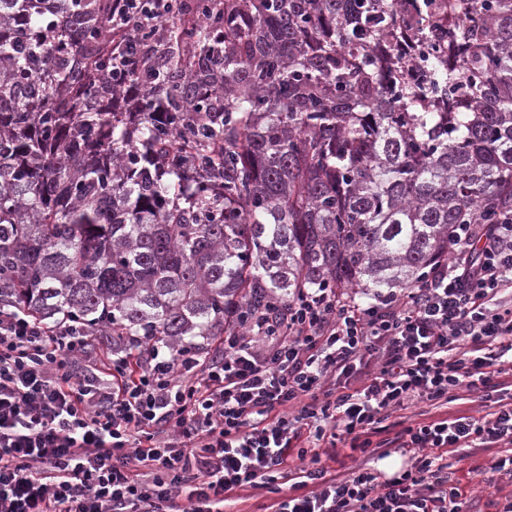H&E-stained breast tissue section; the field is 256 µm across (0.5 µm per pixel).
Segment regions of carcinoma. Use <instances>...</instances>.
Returning <instances> with one entry per match:
<instances>
[{
    "mask_svg": "<svg viewBox=\"0 0 512 512\" xmlns=\"http://www.w3.org/2000/svg\"><path fill=\"white\" fill-rule=\"evenodd\" d=\"M433 2L0 0V307L140 353L418 286L512 218V0Z\"/></svg>",
    "mask_w": 512,
    "mask_h": 512,
    "instance_id": "obj_1",
    "label": "carcinoma"
}]
</instances>
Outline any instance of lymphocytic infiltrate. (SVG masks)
I'll list each match as a JSON object with an SVG mask.
<instances>
[{"instance_id":"lymphocytic-infiltrate-1","label":"lymphocytic infiltrate","mask_w":512,"mask_h":512,"mask_svg":"<svg viewBox=\"0 0 512 512\" xmlns=\"http://www.w3.org/2000/svg\"><path fill=\"white\" fill-rule=\"evenodd\" d=\"M421 285L362 306L310 288L224 334L221 358L112 353L108 384L76 373L84 335L0 309V512H226L239 493L272 512H464L448 455L496 446L512 483V224H461ZM461 388L491 409L397 426ZM410 453L386 478L322 465L336 448ZM244 498L239 501L234 510L238 512H271L265 510L270 503V498L276 495L268 493L265 489H250L243 493Z\"/></svg>"}]
</instances>
